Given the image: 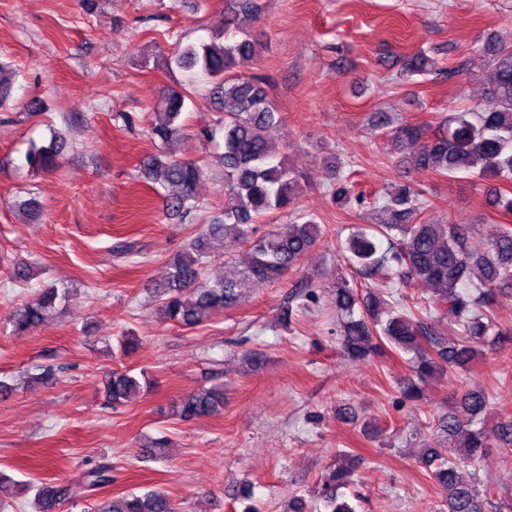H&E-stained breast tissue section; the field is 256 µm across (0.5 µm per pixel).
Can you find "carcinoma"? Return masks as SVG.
Returning <instances> with one entry per match:
<instances>
[{
  "label": "carcinoma",
  "instance_id": "obj_1",
  "mask_svg": "<svg viewBox=\"0 0 512 512\" xmlns=\"http://www.w3.org/2000/svg\"><path fill=\"white\" fill-rule=\"evenodd\" d=\"M258 0H225L224 19L207 42L177 46L168 63L193 71L214 83L224 119L209 137L222 135L224 152V209L199 231L189 249L173 256L155 284L160 320L180 327H196L211 313L231 309L242 295L283 279L316 244L320 225L298 209L297 182L286 157L280 155L272 132L279 118L263 82L238 73L253 60L257 44L239 33L241 17L260 18ZM477 60L491 72L488 105L457 112L434 127L430 123H402L390 131L395 143L409 149L400 164L404 169L437 173L448 178L466 174L482 181L512 185V44L490 39L474 48ZM401 72L419 75L435 70V61L424 51L401 58ZM185 93L162 91L150 134L159 153L144 165L145 177L176 189L169 196L167 212L179 216L194 208L196 187L203 169L195 161L174 159L164 146L182 131L178 120L185 107ZM63 143L58 136L48 145L32 146L27 167L49 171L58 165ZM353 196L349 182L338 179L335 201L347 205ZM384 222L371 231L352 233L345 242L347 261L364 270L386 267L402 282L423 281L431 294L412 306L385 298L380 292L361 295L355 281L336 277V312L340 314V345L347 357L364 359L383 348L407 356L411 374L401 387L405 399L418 402L423 387L445 369L465 370L488 338L505 335L493 306L498 294L512 288V224H489L482 240L469 234L470 225L423 218L427 200L413 183L404 181L383 196ZM285 213L281 230L253 236L254 224L266 216ZM232 233L248 243L249 257L238 264L224 262L223 273L206 276L211 240ZM387 248H382L383 243ZM68 289L51 286L23 304L10 318L12 331L24 336L40 326L66 298ZM448 322L456 338L443 336ZM139 380L128 371L114 370L104 380L105 395L112 406L123 405L140 392ZM489 399L480 390L465 391L460 406L438 416L434 441L423 445L421 464L446 493L447 512H484L483 494L476 481L462 476L479 458L491 439L512 450V425L488 430L480 425ZM224 410V385L201 387L195 394L173 402L170 416L182 422L212 417ZM356 465L344 457L326 479L333 488L326 496L327 512H356L334 490L351 483ZM93 489L112 482V466L99 464L85 472ZM65 495L57 485L35 489L34 512H59ZM95 512H179V503L168 492L154 488L138 495L127 492L103 503Z\"/></svg>",
  "mask_w": 512,
  "mask_h": 512
}]
</instances>
